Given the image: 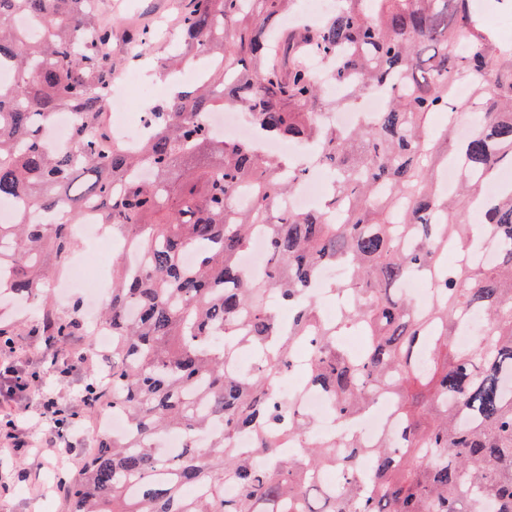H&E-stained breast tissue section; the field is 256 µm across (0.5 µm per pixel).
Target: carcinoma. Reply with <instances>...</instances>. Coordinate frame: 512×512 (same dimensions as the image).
<instances>
[{
	"label": "carcinoma",
	"mask_w": 512,
	"mask_h": 512,
	"mask_svg": "<svg viewBox=\"0 0 512 512\" xmlns=\"http://www.w3.org/2000/svg\"><path fill=\"white\" fill-rule=\"evenodd\" d=\"M296 2L187 0L179 47L158 66L169 76L197 58L203 77L155 104L153 133L131 149L107 143L101 111L112 28L87 0H0V65L14 74L0 84V202H23L0 223V240L13 242L0 251L12 269L0 285L47 294L89 202L141 257L112 264L101 314L112 326L106 395L130 432L85 460L69 512H512V183L481 194L512 168V44L481 25L474 0H336L322 21L280 31ZM18 16L40 35H19ZM462 42L473 50L461 53ZM308 53L346 89L338 105L379 93L384 110L349 129L329 123ZM461 82L477 115L451 150ZM218 105L243 113L254 139L202 125ZM62 112L74 117L72 144L57 152L46 130ZM437 112L448 125L429 122ZM266 138L306 156L265 155ZM450 164L460 173L452 194L439 182ZM316 167L332 172L324 206L282 209ZM474 209L494 250L487 267L474 264ZM260 231L271 264L257 278L241 258ZM327 265L347 270L335 292L349 303L334 323L306 292ZM412 278L427 281L431 304L398 294ZM472 317L485 321L479 343L455 342ZM348 330L366 337L362 353L344 345ZM84 331L80 307L62 317L42 300L35 335ZM299 347L305 383L334 400L340 427L389 399L397 439L365 448L353 434L315 435L313 419L276 393ZM243 350L258 352L252 374L225 368ZM166 433L184 446L160 451ZM240 434L252 447H235ZM282 438L298 448L282 453ZM323 470L339 476L335 489L315 481Z\"/></svg>",
	"instance_id": "cac0c4a2"
}]
</instances>
